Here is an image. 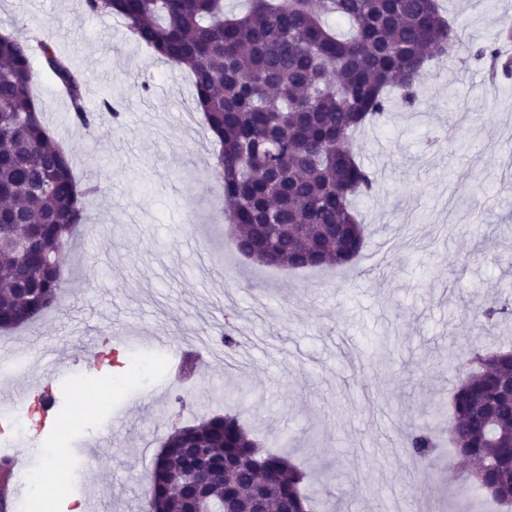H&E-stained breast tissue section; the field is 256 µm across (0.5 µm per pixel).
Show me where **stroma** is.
<instances>
[{"mask_svg":"<svg viewBox=\"0 0 512 512\" xmlns=\"http://www.w3.org/2000/svg\"><path fill=\"white\" fill-rule=\"evenodd\" d=\"M468 44L492 40L512 0H441ZM80 0H0V28L52 41L85 83L87 111L119 120L86 129L41 58L32 91L78 180L98 185L88 222L62 255L55 308L0 335V410L39 388L58 406L47 426L15 432L26 470L49 474L63 441L84 480L53 494L60 512H141L146 476L175 426L234 408L269 452L285 451L341 512H493L463 483L469 464H436L398 445L448 402L472 349L512 342L470 318L512 302V78L491 84L461 53L420 82L415 107L393 103L354 150L375 177L357 204L367 242L344 269L268 268L239 255L193 125L188 70ZM232 326L241 346L225 353ZM159 348L124 346L126 333ZM97 338L84 352L83 337Z\"/></svg>","mask_w":512,"mask_h":512,"instance_id":"1","label":"stroma"}]
</instances>
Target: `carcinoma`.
Segmentation results:
<instances>
[{"label":"carcinoma","mask_w":512,"mask_h":512,"mask_svg":"<svg viewBox=\"0 0 512 512\" xmlns=\"http://www.w3.org/2000/svg\"><path fill=\"white\" fill-rule=\"evenodd\" d=\"M86 13L125 20L134 39L193 76L196 108L220 134L212 178L224 186V221L238 252L265 267L338 269L359 256L365 227L352 201L373 189L353 134L384 115L389 92L414 106L425 70L466 47L463 30L437 0H251L241 16L224 0H83ZM348 25L339 32L327 19ZM39 55L86 128L97 116L84 106L83 82L45 39L0 35V332L46 312L63 270L56 261L85 221L83 196L69 154L50 135L31 91V59ZM491 68L512 75V58L496 43L471 48ZM512 314L493 301L471 310L493 330ZM473 367L451 394L448 444L474 462L469 485L499 506L512 505V350L474 353ZM438 428L407 434L414 459L436 458ZM214 468L211 497L236 509L252 506L266 475L264 512H308L331 488L306 485L286 455L261 449L239 414L227 410L177 427L163 440L148 475L145 512H183L175 490L185 480V446Z\"/></svg>","instance_id":"carcinoma-1"}]
</instances>
